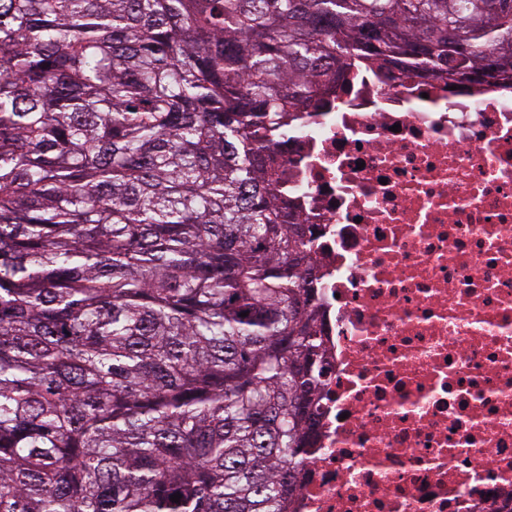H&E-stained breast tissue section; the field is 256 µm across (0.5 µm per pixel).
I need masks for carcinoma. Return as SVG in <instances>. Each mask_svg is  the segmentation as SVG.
Masks as SVG:
<instances>
[{
  "label": "carcinoma",
  "mask_w": 512,
  "mask_h": 512,
  "mask_svg": "<svg viewBox=\"0 0 512 512\" xmlns=\"http://www.w3.org/2000/svg\"><path fill=\"white\" fill-rule=\"evenodd\" d=\"M361 68L512 80V0H0V512H293L327 350L274 144Z\"/></svg>",
  "instance_id": "1"
}]
</instances>
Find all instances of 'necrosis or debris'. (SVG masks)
I'll list each match as a JSON object with an SVG mask.
<instances>
[{
    "instance_id": "necrosis-or-debris-1",
    "label": "necrosis or debris",
    "mask_w": 512,
    "mask_h": 512,
    "mask_svg": "<svg viewBox=\"0 0 512 512\" xmlns=\"http://www.w3.org/2000/svg\"><path fill=\"white\" fill-rule=\"evenodd\" d=\"M277 139L328 373L295 512L512 500V84L357 71Z\"/></svg>"
}]
</instances>
